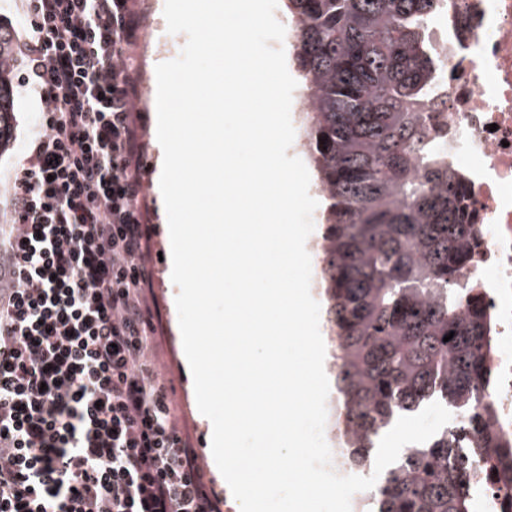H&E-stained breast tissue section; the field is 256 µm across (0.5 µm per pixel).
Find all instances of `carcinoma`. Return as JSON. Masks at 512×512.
Instances as JSON below:
<instances>
[{"label":"carcinoma","mask_w":512,"mask_h":512,"mask_svg":"<svg viewBox=\"0 0 512 512\" xmlns=\"http://www.w3.org/2000/svg\"><path fill=\"white\" fill-rule=\"evenodd\" d=\"M442 0H288L292 59L311 109L306 154L324 201L317 265L332 390L343 397L346 458L365 468L385 430L430 400L462 420L409 444L361 512H469L464 479L488 406L484 309L458 313L467 265L465 188L437 150L427 113L447 108L428 24ZM18 46L0 24V156L15 126ZM454 336L449 341L444 337ZM512 480V447L494 452Z\"/></svg>","instance_id":"cac0c4a2"}]
</instances>
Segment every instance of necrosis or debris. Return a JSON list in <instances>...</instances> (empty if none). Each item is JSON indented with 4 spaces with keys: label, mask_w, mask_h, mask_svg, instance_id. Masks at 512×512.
Wrapping results in <instances>:
<instances>
[{
    "label": "necrosis or debris",
    "mask_w": 512,
    "mask_h": 512,
    "mask_svg": "<svg viewBox=\"0 0 512 512\" xmlns=\"http://www.w3.org/2000/svg\"><path fill=\"white\" fill-rule=\"evenodd\" d=\"M429 31L441 61L446 110L433 113L439 147L457 169L472 215L465 301L487 320L485 403L493 415L475 448L512 444V0H450ZM512 483L476 464L470 512H506Z\"/></svg>",
    "instance_id": "1"
}]
</instances>
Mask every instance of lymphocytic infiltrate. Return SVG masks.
Listing matches in <instances>:
<instances>
[{
  "mask_svg": "<svg viewBox=\"0 0 512 512\" xmlns=\"http://www.w3.org/2000/svg\"><path fill=\"white\" fill-rule=\"evenodd\" d=\"M46 106L0 241V512H218L150 358L131 0H24Z\"/></svg>",
  "mask_w": 512,
  "mask_h": 512,
  "instance_id": "1",
  "label": "lymphocytic infiltrate"
}]
</instances>
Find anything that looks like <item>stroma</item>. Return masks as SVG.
I'll return each mask as SVG.
<instances>
[{
	"mask_svg": "<svg viewBox=\"0 0 512 512\" xmlns=\"http://www.w3.org/2000/svg\"><path fill=\"white\" fill-rule=\"evenodd\" d=\"M157 0H132V7L140 20L138 40L134 50L138 67L139 97L136 103V123L143 139L144 195L142 205L146 212L149 234L148 264L153 270L149 292L158 324L152 351L157 371L171 390V398L180 429L189 436L198 453L202 480L217 503H224V491L208 461L210 431L207 421L198 418L193 377L183 361V344L178 325L177 311L173 297L177 292L169 275V264L161 260V253L167 252V217L162 200L153 191L155 166L154 141L156 130L153 117L156 113L152 92L154 58L170 61L177 58L187 37L183 34L166 33V24L155 16ZM14 87L18 106L15 144L12 151L0 158V219L9 220L10 198L8 190L15 168L28 155L31 136L35 131L44 104L33 89L26 85V70L23 62H16Z\"/></svg>",
	"mask_w": 512,
	"mask_h": 512,
	"instance_id": "obj_1",
	"label": "stroma"
}]
</instances>
